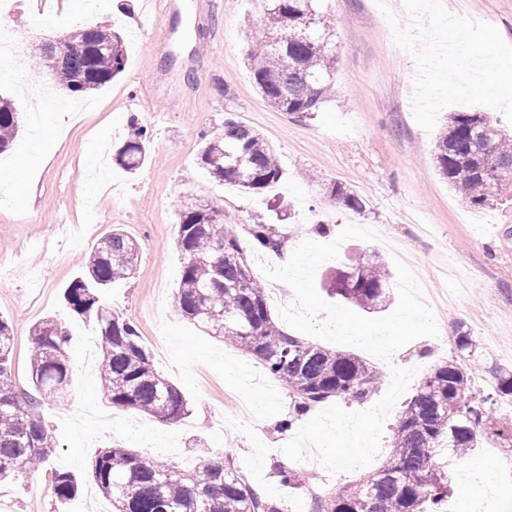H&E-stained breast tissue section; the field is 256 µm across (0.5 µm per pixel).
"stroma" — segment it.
Listing matches in <instances>:
<instances>
[{"label":"stroma","instance_id":"1","mask_svg":"<svg viewBox=\"0 0 512 512\" xmlns=\"http://www.w3.org/2000/svg\"><path fill=\"white\" fill-rule=\"evenodd\" d=\"M51 24L30 32L41 0H0V20L19 53L0 71V92L19 113V141L43 130L46 152L12 174L0 173V315L14 325L13 378L30 386V330L45 317L69 327L80 319L62 291L92 250L120 225L141 245L138 270L104 300L139 328L156 369L184 395L188 413L175 425L136 410L115 411L104 425L86 410L104 404L98 375L73 372L65 394L42 414L58 443L38 470L0 483V512H96L103 495L92 479L98 452L117 445L160 455L189 470L206 457H230L242 478L278 501L285 512H307L304 490L284 485L283 465L320 492L354 483L385 461L392 430L428 370L454 352L458 326L476 336L495 362L512 367V199L474 210L449 188L434 163L436 136L414 121L415 63L394 41L386 19L407 24L403 0H323L336 21L338 63L332 98L313 118L294 121L270 107L245 67L249 32L263 23L252 0H178L168 16L143 0H53ZM452 14L493 24L512 44V0H444ZM119 28L127 47L124 71L86 94L92 107L74 111L75 97L49 100L37 127L29 93L35 47L84 24ZM262 134L274 147L283 177L264 195L213 181L198 164L201 135L219 130L225 113ZM148 124L153 148L134 175L112 154L130 134V117ZM28 187L13 199L11 181ZM340 182L364 202L354 213L331 201L324 184ZM191 199L222 209L227 223L273 224L294 261L239 241L253 274L284 302L275 322L310 342L353 353L376 367L382 382L368 404L336 399L317 404L281 431L291 400L273 378L242 387L236 373L262 374L257 361L208 335L173 306L181 274L176 249L177 202ZM328 225L327 236L312 234ZM373 254L392 276L391 298L368 313L330 297L321 277L354 255ZM333 431L355 444L344 459L319 467L301 460L304 437ZM80 484L59 503L56 473ZM486 494L512 512V464L497 437L455 464L447 512L460 492Z\"/></svg>","mask_w":512,"mask_h":512}]
</instances>
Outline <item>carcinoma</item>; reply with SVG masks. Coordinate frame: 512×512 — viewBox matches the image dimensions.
<instances>
[{
  "instance_id": "obj_1",
  "label": "carcinoma",
  "mask_w": 512,
  "mask_h": 512,
  "mask_svg": "<svg viewBox=\"0 0 512 512\" xmlns=\"http://www.w3.org/2000/svg\"><path fill=\"white\" fill-rule=\"evenodd\" d=\"M321 0H264L265 28L249 44L247 69L267 103L293 118L321 111L333 90L337 46L335 26ZM72 53L62 60L42 51L40 64L57 87L72 95L98 90L125 68L120 33L104 26L80 28L67 36ZM117 149L115 162L129 173L146 161L151 134L137 117ZM19 129L12 100L0 95V153ZM202 166L217 183L261 194L277 184L282 169L273 146L256 130L224 113V126L202 141ZM436 167L448 186L473 209L499 200L512 187V134L485 112H450L435 145ZM325 189L353 212L362 199L339 182ZM176 247L183 266L174 306L205 331L253 356L288 387L293 414L282 426L329 399L362 403L379 388L380 373L360 357L310 343L286 333L272 318L267 288L253 276L250 263L224 212L197 202L175 210ZM249 233L257 245L279 253L284 240L273 224H255ZM139 241L116 226L93 249L86 270L64 290L76 315L92 320L102 340L100 379L112 406L147 413L177 424L188 413L181 392L156 371L137 325L102 300L118 280L137 272ZM329 295L365 311L390 297L385 264H345L328 279ZM30 379L34 392L17 387L12 376L13 324L0 316V480L44 463L56 441L42 414L43 400L64 394L73 371L70 332L52 317L31 330ZM456 355L434 365L401 411L386 463L354 487L317 495L309 512H440L450 493L453 460L479 446L487 430L512 432V416H497L489 406L497 396L512 399V370L487 358L466 329L455 336ZM480 371L494 393L474 386ZM92 475L113 512H282L247 484L231 462L204 459L185 471L134 450L108 447L97 455ZM79 485L58 473L53 493L64 502Z\"/></svg>"
}]
</instances>
